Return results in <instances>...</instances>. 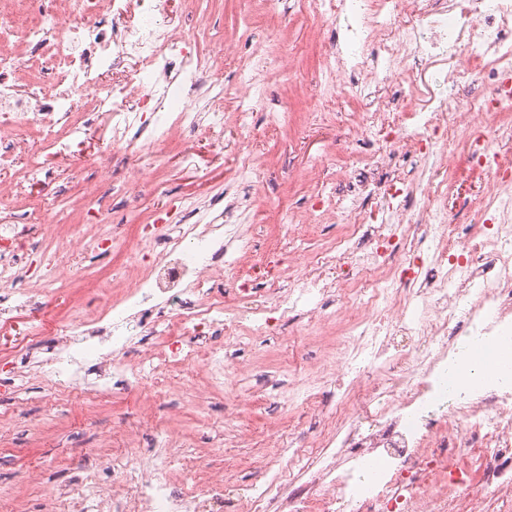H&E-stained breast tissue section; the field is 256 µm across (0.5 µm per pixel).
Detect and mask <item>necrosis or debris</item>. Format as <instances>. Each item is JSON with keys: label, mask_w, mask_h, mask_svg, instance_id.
Wrapping results in <instances>:
<instances>
[{"label": "necrosis or debris", "mask_w": 512, "mask_h": 512, "mask_svg": "<svg viewBox=\"0 0 512 512\" xmlns=\"http://www.w3.org/2000/svg\"><path fill=\"white\" fill-rule=\"evenodd\" d=\"M182 2L0 0V402L24 420L17 383L42 349L38 378L94 405L171 397L200 412L232 393L229 444L259 400L244 375L315 385L277 402L254 481L201 463L188 431L162 424L144 449L119 425L64 482L27 470L42 512H512V0H311L323 82L350 100L344 123L365 151L334 163L309 206L282 216L292 240L253 264L260 163L241 153L223 196L181 197L138 225L141 249L96 281L99 309L46 325L87 261L125 237L111 199L130 213L139 188H158L138 152L252 126L267 43L225 97L224 42H202L212 17ZM94 132L109 161L84 184L79 224L52 237L67 160ZM408 156L411 182L395 171ZM460 210L472 223H451ZM312 224L339 228L315 253L301 245ZM297 311L317 361L243 359L237 341L281 334Z\"/></svg>", "instance_id": "obj_1"}]
</instances>
